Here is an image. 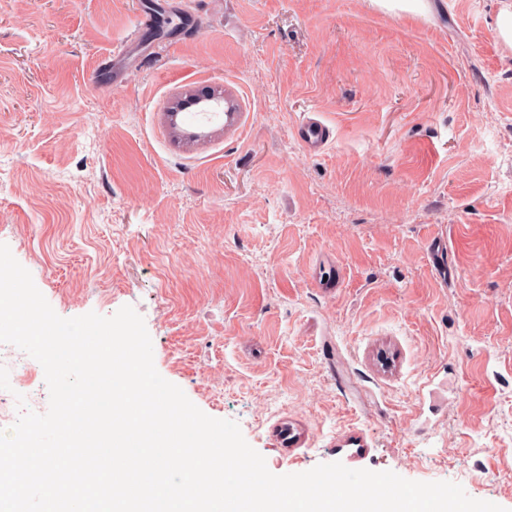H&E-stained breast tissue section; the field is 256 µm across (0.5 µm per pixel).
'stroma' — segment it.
Returning <instances> with one entry per match:
<instances>
[{"mask_svg":"<svg viewBox=\"0 0 512 512\" xmlns=\"http://www.w3.org/2000/svg\"><path fill=\"white\" fill-rule=\"evenodd\" d=\"M430 4L0 0V243L61 317L132 306L272 473L356 440L512 512V50L500 0ZM227 89L237 128L178 108ZM378 10L395 15L425 16L428 13L427 0H369ZM501 7L496 17V33L507 48L512 49V2L501 0ZM223 101V97L217 95L216 93H208V94H190L187 99L182 101L178 106L179 110H183L190 106H200L201 111L205 112L207 108L211 106V103H216V105H220V102ZM179 110H174L171 112H166V118L170 125V127L174 130L177 129L176 118L179 114ZM296 135L302 147L311 154L326 147L331 131L321 121L307 116L296 126Z\"/></svg>","mask_w":512,"mask_h":512,"instance_id":"stroma-1","label":"stroma"}]
</instances>
